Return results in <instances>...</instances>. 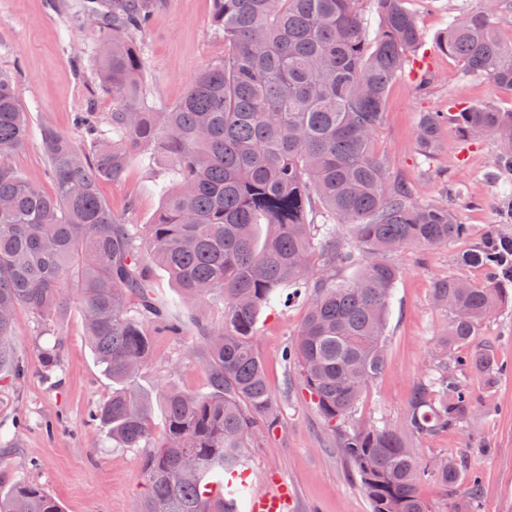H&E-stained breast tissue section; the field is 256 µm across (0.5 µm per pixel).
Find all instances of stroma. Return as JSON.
I'll return each instance as SVG.
<instances>
[{"mask_svg":"<svg viewBox=\"0 0 512 512\" xmlns=\"http://www.w3.org/2000/svg\"><path fill=\"white\" fill-rule=\"evenodd\" d=\"M482 0H407L421 29L420 47L389 87L375 148L389 172L405 182L417 202L447 203L462 223L467 239L432 248L408 247L393 255L400 271L391 299L387 327L388 354L383 373L366 388L355 411L360 422L395 426L403 420L410 395L432 369V355L449 323L446 308L435 304L433 287L442 279L488 281L485 268L461 264L463 253L479 246L490 232L512 235L505 207L512 201V169L496 165L493 136H464L445 124L431 157L418 151L422 113L452 114L469 106L512 110V89L482 75H468L453 57L441 52L437 38L449 22L478 8ZM83 0H0V69L16 80L19 103L33 133L11 165L51 190L47 159L38 131L53 127L84 148L91 138L77 122L91 109L106 125L112 99L99 86L94 31L82 20ZM213 0H164L136 37L147 59L145 95L167 108L183 95L193 76L224 56V37L212 25ZM428 74L427 92L417 79ZM171 179L163 163L134 155L125 179L102 187V196L123 223L145 226L159 211ZM306 313L297 300L263 309L256 324L272 397L282 407L281 422L244 451L249 487L265 489L279 474L293 491L288 512H371L351 466L340 452L308 394L287 386L284 349ZM14 341L28 372L19 384L0 383V487L27 478L61 504L64 512H138L144 496L141 450L121 447L90 416L112 393V380L85 335L77 303H70L52 331H44L28 313H20ZM491 346L506 372L486 383L464 372L474 415L462 426L411 438L418 459L439 457L466 461L480 481V495L465 489L445 494L435 481L419 485L429 512H512V283L496 311L484 321L472 345ZM54 346L55 369L44 368L39 352ZM205 345L192 331L180 336L157 334L148 364L135 383L137 391L156 395L167 383L204 393L208 377Z\"/></svg>","mask_w":512,"mask_h":512,"instance_id":"1","label":"stroma"}]
</instances>
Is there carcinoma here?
<instances>
[{"label":"carcinoma","mask_w":512,"mask_h":512,"mask_svg":"<svg viewBox=\"0 0 512 512\" xmlns=\"http://www.w3.org/2000/svg\"><path fill=\"white\" fill-rule=\"evenodd\" d=\"M379 24L366 39L363 0H214L212 22L224 34V58L188 83L182 98L157 112L144 102V52L134 38L158 0H89L101 87L112 96L109 125L88 152L53 128L41 132L53 191L45 192L8 162L31 127L12 77L0 71V380L19 383L23 361L12 329L20 310L53 323L79 300L88 341L112 378V395L92 414L124 448H146L141 512H228L242 506L244 485L210 496V479L243 467V449L259 427H277L257 347L258 315L280 288L304 290L306 316L285 348V361L337 435L372 512H428L417 486L443 490L465 482V462L421 463L410 436L444 432L470 416L472 397L457 372H500L491 350L448 361L470 343L502 299V289L450 278L433 288L452 313L439 338L440 359L414 387L398 427L351 423L368 384L386 364V325L399 269L384 259L410 246L469 236L444 204L418 205L375 152L389 86L420 41L406 0H372ZM505 0L454 18L439 37L442 51L467 73L512 88V43L495 16ZM442 115L426 112L418 147L428 157ZM464 135L489 134L499 159L512 163V111L468 107L453 115ZM160 157L172 185L140 237L112 214L101 187L119 182L133 152ZM323 209L328 220L308 221ZM492 270L489 243L462 256ZM167 272L188 321L153 288ZM219 301L215 325L202 306ZM206 340L210 391L165 386L157 400L132 383L146 366L152 333L185 325ZM164 411L155 432L154 403ZM0 512H62L22 479L0 491Z\"/></svg>","instance_id":"cac0c4a2"}]
</instances>
